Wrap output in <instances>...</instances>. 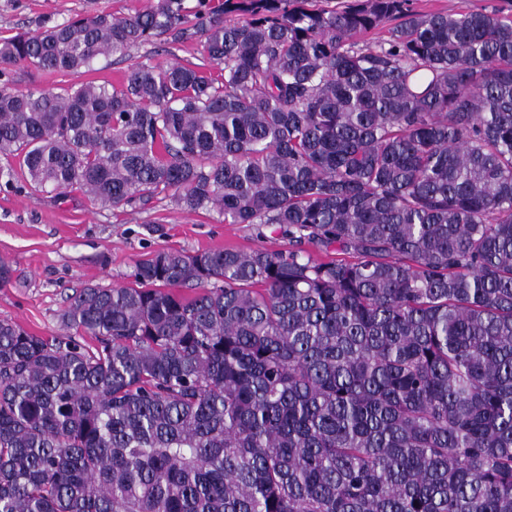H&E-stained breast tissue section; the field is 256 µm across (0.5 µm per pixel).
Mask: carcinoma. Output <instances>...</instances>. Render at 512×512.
Instances as JSON below:
<instances>
[{
	"label": "carcinoma",
	"mask_w": 512,
	"mask_h": 512,
	"mask_svg": "<svg viewBox=\"0 0 512 512\" xmlns=\"http://www.w3.org/2000/svg\"><path fill=\"white\" fill-rule=\"evenodd\" d=\"M196 36L200 63L116 86L11 78ZM0 154L38 192L291 243L139 260L71 298L65 341L0 319V512H512L511 15H74L0 40Z\"/></svg>",
	"instance_id": "cac0c4a2"
}]
</instances>
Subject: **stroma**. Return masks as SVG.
Segmentation results:
<instances>
[{
  "mask_svg": "<svg viewBox=\"0 0 512 512\" xmlns=\"http://www.w3.org/2000/svg\"><path fill=\"white\" fill-rule=\"evenodd\" d=\"M149 0H0V38L35 31L76 14L106 10L127 15ZM201 46L191 39L175 44L145 43L131 47L125 60L97 61L84 76L47 75L17 68L18 88L67 86L85 79L118 83L129 65L152 60L187 64ZM288 239L269 229L228 224L218 212L186 213L170 199L145 207L104 208L71 191L59 197L31 191L23 177L12 185L0 180V261L12 278L0 286V319L21 324L43 338L61 339L60 315L85 285L118 287L130 284L136 260L167 250L196 252L233 248L284 250Z\"/></svg>",
  "mask_w": 512,
  "mask_h": 512,
  "instance_id": "35a3bbf8",
  "label": "stroma"
}]
</instances>
